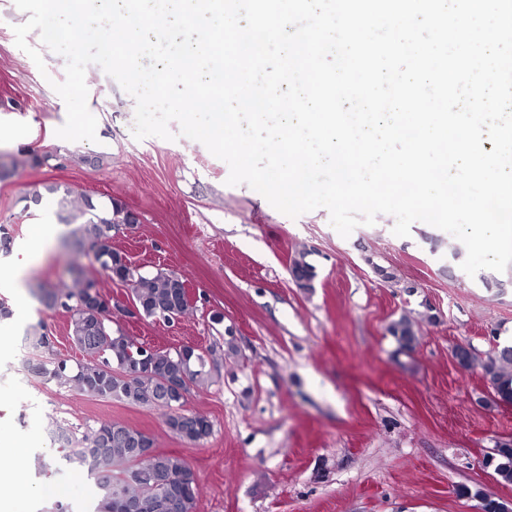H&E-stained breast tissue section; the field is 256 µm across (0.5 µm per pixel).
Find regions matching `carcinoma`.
Wrapping results in <instances>:
<instances>
[{"mask_svg": "<svg viewBox=\"0 0 512 512\" xmlns=\"http://www.w3.org/2000/svg\"><path fill=\"white\" fill-rule=\"evenodd\" d=\"M51 197L65 224L74 225L72 235L95 249L96 261L111 277L125 280L126 257L112 249V225L121 219L125 206L117 200L97 204L86 192L60 182H36L22 196L25 207L37 206ZM179 275L158 269L133 275L128 283L139 316L155 320L163 313L179 320L191 309L181 289ZM40 303L48 310L63 309L69 317V335L84 358L73 364L52 353L44 326L31 327L29 336L48 356L29 365L34 376L53 381L61 388L73 387L96 400L117 399L130 406L162 411L172 434L189 442L210 435L209 420L184 409L187 394L209 383L204 356L190 348L144 349L112 322L102 318L98 291L93 281L73 279L61 288L43 289ZM398 346L417 342L414 321L402 315L389 327ZM475 366L504 400H512V345L499 344ZM70 456H89L95 462L94 481L100 491L98 512H167L170 497L183 498L182 512H193L198 488L187 461L156 449L149 434L120 421H101L88 429ZM497 483L512 485V445L485 456Z\"/></svg>", "mask_w": 512, "mask_h": 512, "instance_id": "obj_1", "label": "carcinoma"}]
</instances>
